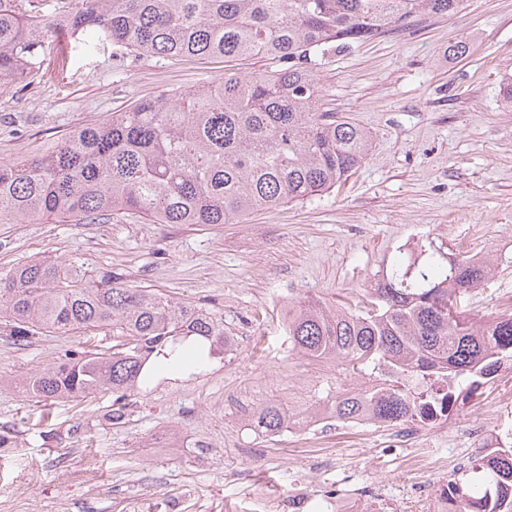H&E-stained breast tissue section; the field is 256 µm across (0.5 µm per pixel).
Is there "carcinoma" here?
I'll list each match as a JSON object with an SVG mask.
<instances>
[{
	"mask_svg": "<svg viewBox=\"0 0 512 512\" xmlns=\"http://www.w3.org/2000/svg\"><path fill=\"white\" fill-rule=\"evenodd\" d=\"M52 19L43 0H0V81L39 72L63 34H89L160 58H266L275 70L226 74L188 96H161L82 126L43 153L0 163V218L18 223L69 217L92 223L123 211L152 224H232L256 209L313 200L367 158L371 136L321 110L313 66L424 16H454L464 0H73ZM492 264L400 254L369 305L356 312L307 299L289 311L293 348L336 358L374 384L333 400L342 421L425 425L466 403L512 362V314L475 321L461 298ZM0 324L19 343L43 333L110 326L112 352L70 351L25 377L40 402L97 391L115 395L112 419L155 372L180 373L184 350L207 364L224 348V320L190 302L129 288L80 256L32 259L0 273ZM288 415L263 408L255 431L277 436ZM508 444L483 456L471 484L441 486L450 512H512V429Z\"/></svg>",
	"mask_w": 512,
	"mask_h": 512,
	"instance_id": "carcinoma-1",
	"label": "carcinoma"
}]
</instances>
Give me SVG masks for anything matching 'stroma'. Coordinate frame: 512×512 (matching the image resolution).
Returning <instances> with one entry per match:
<instances>
[{"instance_id": "stroma-1", "label": "stroma", "mask_w": 512, "mask_h": 512, "mask_svg": "<svg viewBox=\"0 0 512 512\" xmlns=\"http://www.w3.org/2000/svg\"><path fill=\"white\" fill-rule=\"evenodd\" d=\"M469 48L453 55L457 43ZM47 70L0 86V162L39 154L83 125L142 99L192 92L225 71L273 70L271 61L161 59L105 45L52 46ZM324 109L372 136L368 158L324 196L243 216L236 224H152L115 213L92 224L49 218L0 221V272L34 258L78 255L150 288L210 309L233 354L182 376L161 375L112 420L111 393L53 402L48 419L23 393L22 375L66 351H90L111 329L37 335L16 344L0 328V512H256L276 505L303 472L313 512L326 497L384 498L408 512L407 494L436 489L478 457L466 423L489 437L512 424V366L504 365L460 413L426 426L432 468L407 466L391 428L312 426L316 411L366 378L341 360L294 350L291 303L366 301L395 256L420 249L475 256L494 276L463 299L483 319L512 312V0H466L316 68ZM274 404L304 419L300 432L255 434L239 401ZM262 466H255L256 458Z\"/></svg>"}]
</instances>
